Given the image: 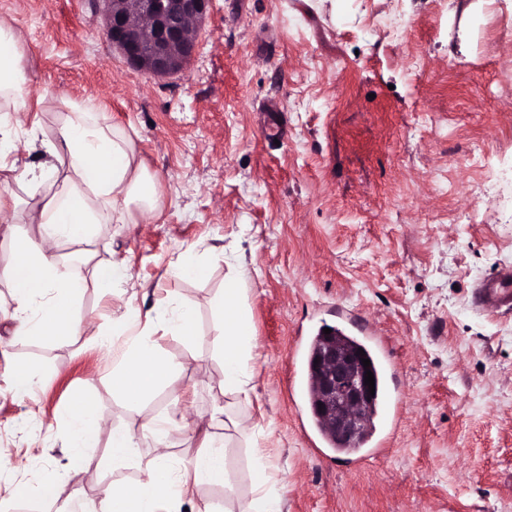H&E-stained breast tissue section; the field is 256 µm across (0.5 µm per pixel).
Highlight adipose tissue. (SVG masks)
<instances>
[{"instance_id": "obj_1", "label": "adipose tissue", "mask_w": 512, "mask_h": 512, "mask_svg": "<svg viewBox=\"0 0 512 512\" xmlns=\"http://www.w3.org/2000/svg\"><path fill=\"white\" fill-rule=\"evenodd\" d=\"M30 79L28 61L18 32L0 18V223L10 240L14 259L0 269L12 293L13 306L0 311L9 321L12 336L53 342L82 335L84 325L75 316L78 300L87 284L111 294L124 279L122 268L97 261L88 252L90 277H82L64 261L61 241L92 244L99 224H145L162 210L159 179L139 149V134L132 127L110 125L90 99L70 101L62 108L46 104L57 114L49 137H41L43 162L21 163L28 144L18 131L25 126V107L19 93ZM24 207L25 221L37 225V235L16 232L17 207ZM247 290L237 269L224 277V288L211 302L215 323L213 341L223 356L218 381L225 396L249 398L254 389L250 358L257 345L246 306ZM166 323L177 335L194 339L198 334L194 306L182 303L175 309L158 305L141 308L134 298L122 300L112 311V331L101 343L126 337V349L112 369V392L133 413L145 400L168 385L176 371L173 361L161 352L155 326ZM69 428L68 453L82 466L95 464L94 447L102 422L95 402L76 393L65 410ZM186 408L163 416L141 419L137 428L112 434V460L133 463L139 458L141 440H150L155 455L132 486H115L102 501L83 498L85 512H181L191 483H206L232 491L235 480L224 453L211 432H204L202 452L189 460L190 479L175 473L168 453L179 434L188 427ZM252 492L237 501L234 512H283V497L270 487V471L264 455L251 466Z\"/></svg>"}]
</instances>
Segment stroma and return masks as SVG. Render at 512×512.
<instances>
[{
	"label": "stroma",
	"instance_id": "stroma-1",
	"mask_svg": "<svg viewBox=\"0 0 512 512\" xmlns=\"http://www.w3.org/2000/svg\"><path fill=\"white\" fill-rule=\"evenodd\" d=\"M474 7L467 54L460 19ZM22 35L31 80L25 104L94 99L106 123L134 126L159 177L151 224L98 226L102 260L127 272L126 293L194 304L201 334L158 330L178 366L143 405L154 415L189 405L249 418L223 426L233 493L193 487L224 512L250 495L254 449L267 457L284 512H512V308L475 292L512 270V0H211L183 76L151 79L107 38L94 0H0ZM276 104L287 132L266 131ZM209 259L206 280L171 277L177 249ZM245 273L257 336L249 400L218 387L223 358L210 300L230 265ZM364 315L367 344L393 405L371 445H324L304 397L305 344L322 326ZM83 335L57 343L0 327V499L9 512H74L73 490L106 498L136 467H113L112 433L137 427L113 397L125 343L102 346L112 308L86 288ZM41 375L15 395L10 367ZM89 393L104 415L94 455L72 462L65 409ZM58 481L51 498L16 485Z\"/></svg>",
	"mask_w": 512,
	"mask_h": 512
}]
</instances>
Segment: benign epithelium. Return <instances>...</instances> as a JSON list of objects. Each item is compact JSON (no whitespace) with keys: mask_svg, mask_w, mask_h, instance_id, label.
I'll return each mask as SVG.
<instances>
[{"mask_svg":"<svg viewBox=\"0 0 512 512\" xmlns=\"http://www.w3.org/2000/svg\"><path fill=\"white\" fill-rule=\"evenodd\" d=\"M210 0H96L113 47L143 74L166 78L185 72ZM314 402L318 418L343 443H353L368 426L374 401L365 385L366 368L336 337L326 334L313 356Z\"/></svg>","mask_w":512,"mask_h":512,"instance_id":"7a95c632","label":"benign epithelium"}]
</instances>
